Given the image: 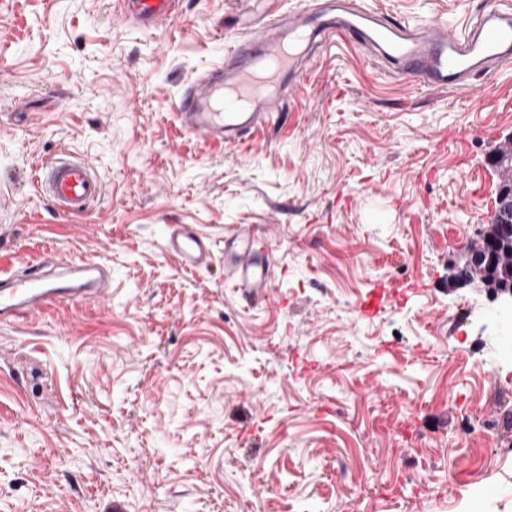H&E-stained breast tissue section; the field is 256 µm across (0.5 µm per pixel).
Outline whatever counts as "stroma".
Wrapping results in <instances>:
<instances>
[{
	"label": "stroma",
	"mask_w": 512,
	"mask_h": 512,
	"mask_svg": "<svg viewBox=\"0 0 512 512\" xmlns=\"http://www.w3.org/2000/svg\"><path fill=\"white\" fill-rule=\"evenodd\" d=\"M313 0H181L148 32L115 0H0V268L97 258L112 303L0 326V512H512V415L490 366L448 350V277L488 223L512 69L476 97L395 81L345 42L312 54L243 145L186 133L185 89L227 41ZM464 27L489 0H362ZM90 160L105 196L54 210L38 165ZM214 247L181 268L168 225ZM249 229L269 297L224 277ZM402 302L363 316L374 284ZM512 320L469 332L508 357Z\"/></svg>",
	"instance_id": "obj_1"
}]
</instances>
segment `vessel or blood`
I'll list each match as a JSON object with an SVG mask.
<instances>
[{
  "label": "vessel or blood",
  "instance_id": "1",
  "mask_svg": "<svg viewBox=\"0 0 512 512\" xmlns=\"http://www.w3.org/2000/svg\"><path fill=\"white\" fill-rule=\"evenodd\" d=\"M123 13L153 30L176 11L177 0H120ZM343 40L373 49L404 81L433 89L468 93L477 76L491 77L512 66V0H495L470 28L454 32L433 18L397 21L354 0H322L292 9L266 28L227 45L222 63L199 75L185 90L178 117L186 132L229 143L247 142L268 124L284 79H296L299 63L314 42ZM34 180L59 211L84 215L104 191L91 161L62 156L38 166ZM165 248L185 269L213 264V245L188 224L169 225ZM224 275L244 294L264 299L273 286L270 265L255 240L239 235L224 242ZM112 298V278L98 259L67 264L41 262L29 269L0 270V323L40 316L54 302Z\"/></svg>",
  "mask_w": 512,
  "mask_h": 512
}]
</instances>
